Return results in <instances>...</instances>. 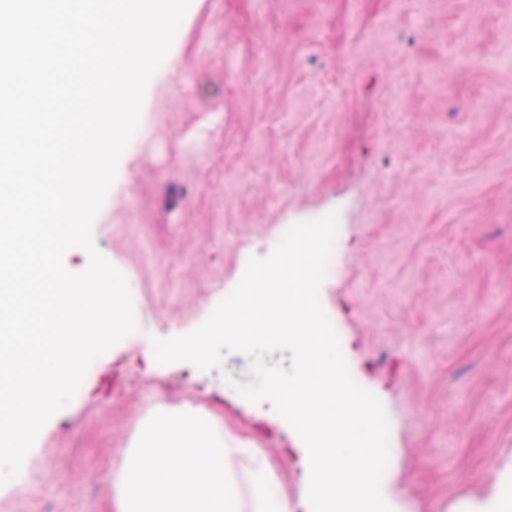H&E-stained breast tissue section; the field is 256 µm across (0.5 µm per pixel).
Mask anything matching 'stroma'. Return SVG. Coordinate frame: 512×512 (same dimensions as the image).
Listing matches in <instances>:
<instances>
[{
	"label": "stroma",
	"instance_id": "35a3bbf8",
	"mask_svg": "<svg viewBox=\"0 0 512 512\" xmlns=\"http://www.w3.org/2000/svg\"><path fill=\"white\" fill-rule=\"evenodd\" d=\"M334 216L319 303L389 422L395 512L512 494V0H191L92 223L136 329L42 426L0 512H117L160 409L248 442L242 482L301 500L294 429L237 390L251 360L158 363L287 229Z\"/></svg>",
	"mask_w": 512,
	"mask_h": 512
}]
</instances>
